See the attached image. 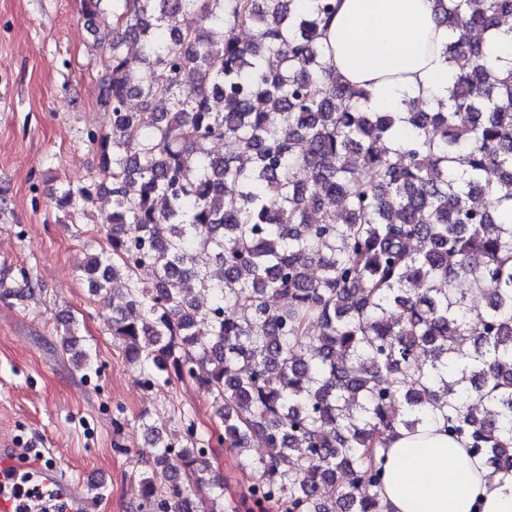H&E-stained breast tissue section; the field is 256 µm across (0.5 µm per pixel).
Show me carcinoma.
<instances>
[{"instance_id": "carcinoma-1", "label": "carcinoma", "mask_w": 512, "mask_h": 512, "mask_svg": "<svg viewBox=\"0 0 512 512\" xmlns=\"http://www.w3.org/2000/svg\"><path fill=\"white\" fill-rule=\"evenodd\" d=\"M81 6L112 18L109 124L89 134L112 213L83 277L120 296L112 336L149 385L211 392L218 443L269 450L235 512H386L379 446L439 404L448 436L512 477V64L490 52L512 0H436L458 68L406 112L369 111L328 64L336 0ZM92 197L63 184L55 202ZM211 443L189 416L156 435L136 512H224L219 479L209 508L191 496Z\"/></svg>"}]
</instances>
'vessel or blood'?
I'll return each mask as SVG.
<instances>
[{
    "mask_svg": "<svg viewBox=\"0 0 512 512\" xmlns=\"http://www.w3.org/2000/svg\"><path fill=\"white\" fill-rule=\"evenodd\" d=\"M18 455V449L0 448V512H26L22 490L27 485L49 495L55 512H91L92 498L74 493L56 462L38 461L24 470Z\"/></svg>",
    "mask_w": 512,
    "mask_h": 512,
    "instance_id": "vessel-or-blood-1",
    "label": "vessel or blood"
}]
</instances>
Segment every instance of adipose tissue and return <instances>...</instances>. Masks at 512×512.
<instances>
[{
	"instance_id": "obj_1",
	"label": "adipose tissue",
	"mask_w": 512,
	"mask_h": 512,
	"mask_svg": "<svg viewBox=\"0 0 512 512\" xmlns=\"http://www.w3.org/2000/svg\"><path fill=\"white\" fill-rule=\"evenodd\" d=\"M448 30L434 0H339L322 42L327 61L369 92L374 112H402L408 100L443 97ZM389 512H512V478L488 479L464 442L441 419L390 436L381 453Z\"/></svg>"
}]
</instances>
